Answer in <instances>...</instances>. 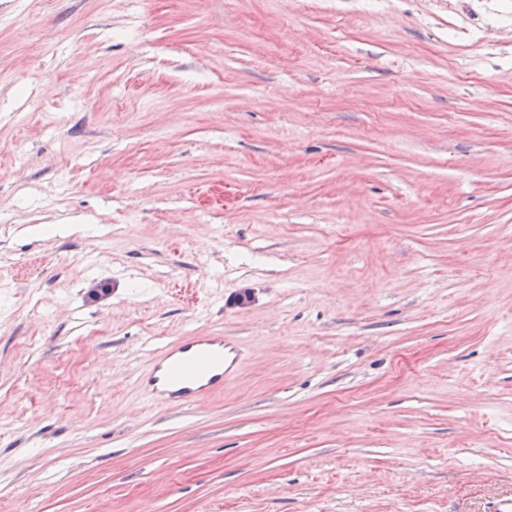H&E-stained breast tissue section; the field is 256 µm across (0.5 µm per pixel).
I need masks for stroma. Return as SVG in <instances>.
Wrapping results in <instances>:
<instances>
[{"instance_id":"1","label":"stroma","mask_w":512,"mask_h":512,"mask_svg":"<svg viewBox=\"0 0 512 512\" xmlns=\"http://www.w3.org/2000/svg\"><path fill=\"white\" fill-rule=\"evenodd\" d=\"M505 496L512 0H0V512ZM146 394L158 406H184L224 388L233 373L224 367V336H191L159 348ZM158 373H161L158 375Z\"/></svg>"}]
</instances>
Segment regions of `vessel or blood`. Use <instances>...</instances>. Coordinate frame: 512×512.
Listing matches in <instances>:
<instances>
[{
    "label": "vessel or blood",
    "mask_w": 512,
    "mask_h": 512,
    "mask_svg": "<svg viewBox=\"0 0 512 512\" xmlns=\"http://www.w3.org/2000/svg\"><path fill=\"white\" fill-rule=\"evenodd\" d=\"M151 386L146 394L158 406H184L223 389V336H193L182 344L159 348L154 356Z\"/></svg>",
    "instance_id": "b4317fda"
}]
</instances>
